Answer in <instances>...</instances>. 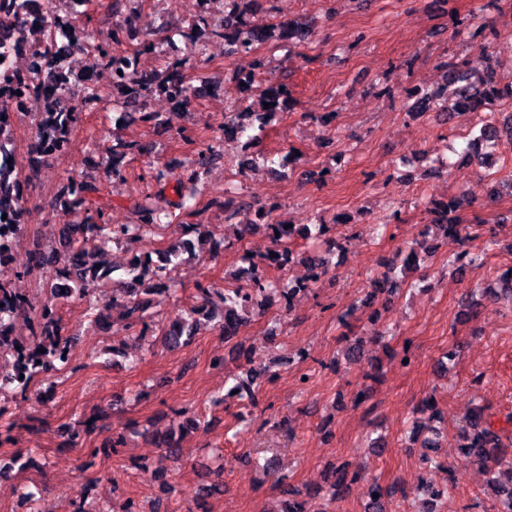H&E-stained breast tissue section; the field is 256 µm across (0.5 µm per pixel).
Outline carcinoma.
Masks as SVG:
<instances>
[{
    "instance_id": "cac0c4a2",
    "label": "carcinoma",
    "mask_w": 512,
    "mask_h": 512,
    "mask_svg": "<svg viewBox=\"0 0 512 512\" xmlns=\"http://www.w3.org/2000/svg\"><path fill=\"white\" fill-rule=\"evenodd\" d=\"M90 0H69V11L64 14L47 15L34 22L20 16L19 11L8 6L0 7V33L12 32L15 39L36 47L33 52V73L31 88L42 86L45 96L42 99V112L36 115L34 125L38 136L28 146L29 174L32 180L40 163L48 160L44 143L61 141L70 136L78 115L100 96L97 86L98 70L102 66L112 68V89L110 96L126 107L140 110V118L148 124L161 123V115L147 108V101L155 94L164 95L178 107L189 106L194 97V89L187 80L185 71L194 64L202 62L205 55L199 35L206 30L208 23L201 17L189 25L183 37L187 42V52L182 57L170 58L163 64V70L150 74L139 70L138 53H128L124 63L114 59V49L123 45L128 33L127 21L122 20L112 25L110 42L93 45L90 34L79 25L80 18L86 14L84 8ZM231 8L224 16V27L212 31L214 35L224 37L228 53L235 54L249 51L259 42L270 39H297L306 42L311 29L305 24L279 22L270 26H260L247 20L249 2L247 0H230ZM490 45L479 47L478 53L465 57L453 64V76L449 82L431 90L421 89L419 94L408 92L406 100L411 102L409 111L419 114L430 106L443 101L452 103L455 114L468 112L484 113L481 119L479 136L475 142L485 143L491 151L500 149L502 141L512 145V112H491L488 107L503 99L512 100V84L501 87L494 79L490 69ZM16 85L15 76L5 66L0 65V114L7 108L8 97L3 89ZM288 88L269 87L265 90V100L270 104L266 112L252 115L250 112H227L224 115V135L245 139L243 147L254 154V159L269 161V156L262 149V136L249 133L251 124L246 119L254 116L264 128L272 120L281 106L288 99ZM144 147L137 143L117 140L112 145V152L103 162L106 172L118 173L125 158L139 153ZM200 161L188 168L175 179V191L178 201L175 209L157 205L149 196L138 198L134 208L138 214L135 224H122L109 228L100 224H72L64 232L66 250L40 249L34 253L31 266L51 273L47 282V295L36 300L19 293L10 287L9 278L19 274V270L10 267L11 252L15 240L24 232L25 224L0 223V355L11 357L13 371L7 375L0 374V390L13 387L20 395H27L34 377L38 374L51 376L58 370V364L68 359L72 337L62 334L58 305L73 299L89 301L95 290L111 280V269L95 260L94 255L86 251L84 243L89 238L98 242L97 250L102 253L112 241L123 240L134 243L142 240L162 225L173 224L174 210L178 209L188 215L194 214V205L190 203L193 196L182 193L186 184L196 187L201 184L204 166L218 156L216 145L207 144L200 150ZM22 182L17 164L0 163V217L11 215L20 208L17 185ZM100 189L95 181H88L78 176H65L57 186L55 202L67 207L99 208L97 199ZM467 204L464 194L457 193L434 208L436 226L445 237L472 236L473 226L460 224L455 217L456 211ZM266 223L236 225V235L243 231L263 229L272 239L273 249L256 261L249 258L245 266L228 274L232 284L222 290L214 288L198 289V301L190 308L192 319L206 317L217 321V327L229 341L237 336L250 304L260 300L258 307H263L278 298L282 304H289L300 293L309 290L310 283H288L283 278L270 279L259 272L266 265H276L285 270L281 262H302L315 273L314 279L328 273V261L310 252H297L292 243L298 237L317 238L326 231L323 224H310L301 228L289 227L275 222V207H262ZM183 232L196 235L199 247L209 246L213 251L226 242L216 238V233L209 224H184ZM429 252V247L413 243L403 251V265L407 268L419 265L420 254ZM164 268H124L120 287L112 290V297L105 300L98 308L96 320L107 319L113 309H121L120 332L127 336L137 334L150 322L147 303L140 295L170 296L175 289L164 282ZM485 295L497 300L501 296L512 298V271L502 274L498 288L489 289ZM19 317L34 321V332L26 341H19L13 336V323ZM175 331L164 333V344L176 348L184 335L193 332L183 323L173 324ZM232 384L224 397H238L256 404V392L251 383L238 375L231 376ZM464 442L460 445L463 458L475 462L487 473V486L503 496L499 512H512V447L502 442V435L489 422L484 409L474 410L463 430ZM352 476L348 471H336L334 481L325 491L329 506H334L342 497ZM426 495L424 503L429 505L425 512H438L432 508L437 501L447 500L452 494V487H435L428 483L418 486ZM378 498L368 502L365 512H386V500L394 495L393 487L377 486ZM288 498L283 500L275 512H305L304 503L298 499L300 491L284 490Z\"/></svg>"
}]
</instances>
